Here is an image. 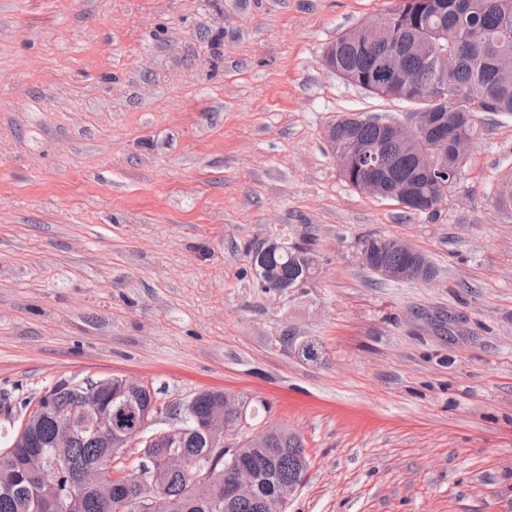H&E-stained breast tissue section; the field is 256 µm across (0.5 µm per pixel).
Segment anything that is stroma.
Listing matches in <instances>:
<instances>
[{"mask_svg":"<svg viewBox=\"0 0 512 512\" xmlns=\"http://www.w3.org/2000/svg\"><path fill=\"white\" fill-rule=\"evenodd\" d=\"M395 0H0V448L55 384L246 407L301 436L288 512H512V115L476 113L431 214L349 187L324 141L364 113L324 48ZM436 268L385 282L371 236ZM306 244L275 294L251 254ZM315 342L320 357L298 348Z\"/></svg>","mask_w":512,"mask_h":512,"instance_id":"1","label":"stroma"}]
</instances>
